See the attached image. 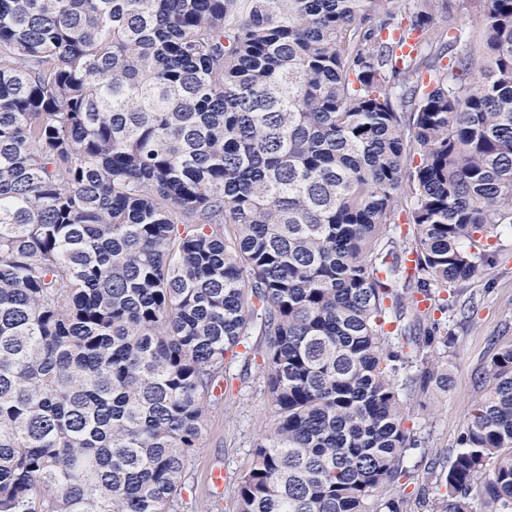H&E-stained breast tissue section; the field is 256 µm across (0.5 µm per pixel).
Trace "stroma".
Returning a JSON list of instances; mask_svg holds the SVG:
<instances>
[{
  "instance_id": "1",
  "label": "stroma",
  "mask_w": 512,
  "mask_h": 512,
  "mask_svg": "<svg viewBox=\"0 0 512 512\" xmlns=\"http://www.w3.org/2000/svg\"><path fill=\"white\" fill-rule=\"evenodd\" d=\"M494 265L456 289L442 314L455 338L453 352L431 347L427 356L447 363L448 388L432 389L406 402L405 428L421 442L409 450L406 471L388 488L399 498L403 512H436L445 492L441 477L482 396L478 376L483 366L503 346L512 345V233L502 234ZM249 359H235L226 366L230 386L219 403L210 408L206 433L190 463L183 497L187 512H235L234 490L251 465L258 436L274 422L267 397L266 373L260 351L263 337L249 340ZM224 467V498L214 502L206 489L211 465Z\"/></svg>"
}]
</instances>
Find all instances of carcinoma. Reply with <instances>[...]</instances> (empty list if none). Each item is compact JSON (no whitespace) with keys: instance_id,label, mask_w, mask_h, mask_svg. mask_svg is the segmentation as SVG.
<instances>
[{"instance_id":"carcinoma-1","label":"carcinoma","mask_w":512,"mask_h":512,"mask_svg":"<svg viewBox=\"0 0 512 512\" xmlns=\"http://www.w3.org/2000/svg\"><path fill=\"white\" fill-rule=\"evenodd\" d=\"M478 2L443 66L444 0H0V512H178L253 335L236 512H402L406 398L448 374L392 340L453 349L420 301L512 229V0ZM479 382L438 512H512L511 345ZM405 194L401 195L396 211V223L390 224V235L394 238L399 252L411 244V238L407 236L408 224H405V210L410 206L409 187L404 185ZM399 218V219H398Z\"/></svg>"}]
</instances>
